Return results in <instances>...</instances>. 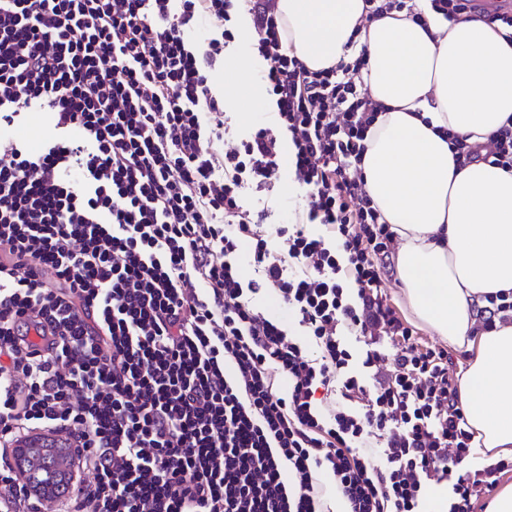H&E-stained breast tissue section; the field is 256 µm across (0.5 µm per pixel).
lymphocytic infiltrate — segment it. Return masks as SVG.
I'll use <instances>...</instances> for the list:
<instances>
[{"mask_svg":"<svg viewBox=\"0 0 512 512\" xmlns=\"http://www.w3.org/2000/svg\"><path fill=\"white\" fill-rule=\"evenodd\" d=\"M242 14L276 124L221 154L213 74ZM367 63L309 70L274 0H0V125L39 106L53 131L37 151L0 145V512H330L327 481L345 512H425L442 480L448 512H469L497 488L508 462L463 468L473 434L447 351L384 292L395 233L354 171L380 112L356 81ZM448 141L457 166L512 170L511 125L487 147ZM287 170L307 200L279 253L244 192ZM265 291L316 354L259 306ZM381 336L399 350L371 386ZM36 431L71 450L47 503L18 456Z\"/></svg>","mask_w":512,"mask_h":512,"instance_id":"1","label":"lymphocytic infiltrate"}]
</instances>
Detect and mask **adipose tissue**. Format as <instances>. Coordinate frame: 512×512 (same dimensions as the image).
<instances>
[{"label": "adipose tissue", "instance_id": "adipose-tissue-1", "mask_svg": "<svg viewBox=\"0 0 512 512\" xmlns=\"http://www.w3.org/2000/svg\"><path fill=\"white\" fill-rule=\"evenodd\" d=\"M282 36L312 71L366 52L380 113L358 170L401 241L397 275L414 315L469 353L459 402L483 454L512 456V321L480 330L487 294L512 292V172L457 167L446 132L486 142L512 119V38L486 18L403 12L364 0H276Z\"/></svg>", "mask_w": 512, "mask_h": 512}]
</instances>
